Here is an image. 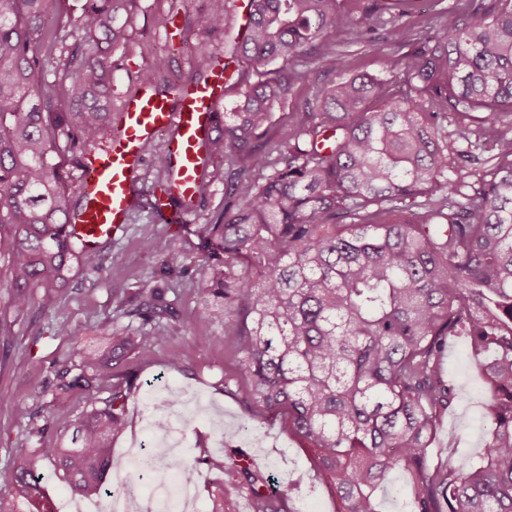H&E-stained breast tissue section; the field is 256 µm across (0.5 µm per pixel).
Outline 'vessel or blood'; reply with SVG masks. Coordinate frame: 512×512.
I'll return each instance as SVG.
<instances>
[{"mask_svg":"<svg viewBox=\"0 0 512 512\" xmlns=\"http://www.w3.org/2000/svg\"><path fill=\"white\" fill-rule=\"evenodd\" d=\"M223 100L224 68L219 63L203 81L182 88L176 99L148 93L142 86L126 95L113 116L108 147L89 156L80 170L85 204L68 219L74 239L87 245L123 234L145 165L144 147L159 137L172 166L153 208L165 223H193L199 176L207 164L203 144L215 131Z\"/></svg>","mask_w":512,"mask_h":512,"instance_id":"1","label":"vessel or blood"}]
</instances>
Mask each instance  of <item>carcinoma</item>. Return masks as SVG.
<instances>
[{
    "instance_id": "carcinoma-1",
    "label": "carcinoma",
    "mask_w": 512,
    "mask_h": 512,
    "mask_svg": "<svg viewBox=\"0 0 512 512\" xmlns=\"http://www.w3.org/2000/svg\"><path fill=\"white\" fill-rule=\"evenodd\" d=\"M137 2L84 0L75 15L68 0H0V288L9 289L0 335L37 294L65 284L71 262L98 271L115 261L71 236L70 176L56 157L61 136L84 155L112 126V49L127 43ZM207 3L210 29L246 68L206 148L228 166L223 216L197 227L210 252L196 287L216 302L201 318L237 337L243 404L256 420L288 409V433L311 451L336 512H380L379 492L399 472L404 512H512V0H467L437 29L410 24L404 10L385 20L387 0H248L235 36L228 0ZM385 26L391 46L407 49L409 93L350 75L292 113L288 138L266 147L274 106L306 76L298 63L347 70L343 52L318 53L317 43L351 31L370 43ZM58 52L67 111L44 77ZM166 69L159 58L138 82ZM477 170L490 178L466 181ZM170 291L120 289L130 323L100 351L55 361L48 405L78 395L82 410L68 440L15 449L0 512L22 502L52 512L49 466L79 495L134 490L112 481L121 465L111 443L136 389L118 365L168 345L179 321ZM456 339L482 375L488 436L475 459L435 462L440 422L462 400L442 369ZM14 412L31 436L50 428L20 404ZM176 467L195 482L225 462ZM233 469L253 490V512H286L292 484L263 494L253 464Z\"/></svg>"
}]
</instances>
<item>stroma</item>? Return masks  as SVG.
<instances>
[{
	"label": "stroma",
	"mask_w": 512,
	"mask_h": 512,
	"mask_svg": "<svg viewBox=\"0 0 512 512\" xmlns=\"http://www.w3.org/2000/svg\"><path fill=\"white\" fill-rule=\"evenodd\" d=\"M206 15V0H138L129 42L112 52L117 65L112 78L113 102H120L135 87L136 73L150 68L159 57L166 58L169 66L165 79L155 82L154 92L173 96L182 85L202 79L206 66L196 55L197 43H208L215 51L224 47L223 33L208 28ZM343 49L350 72H368L402 82L399 56L383 40L366 45L349 39ZM308 69L287 101L275 106L270 140L287 134L290 113L314 106L321 90L341 79L340 74L313 63ZM162 148L163 141L158 138L144 149L146 165L137 184L139 208L130 218L125 235L99 244L100 250L116 256V263L98 272L73 266L60 297L41 298L26 321L15 325L11 334L0 335V398L20 402L37 416L49 412L53 424L47 441L70 436L77 398L59 400L47 409L38 396L51 379L52 362L93 347L103 332L122 328L123 322L117 317L121 289L165 282L175 289L183 320L193 322L195 328L188 335L173 337L170 349H154L127 360L125 367L136 375L137 389L127 404V427L112 442L113 456L126 461L134 445H149L142 432L143 419L150 412L149 398L169 393L180 405L201 409L182 426L185 446L178 451L180 459L191 461L236 451L250 454L257 469L268 478L264 492H274L282 481L299 486V494L288 503L290 512H334V501L319 482L303 443L288 433L286 413L251 422L240 400L225 392V380L238 375L235 339L225 333L222 324L198 316L201 301L194 282L202 270L203 246L194 230L199 223H216L224 211L225 161L212 159L207 168L213 179L195 202V224H166L151 210L157 181L155 153ZM148 234L162 241L163 256L143 249L142 239ZM60 321L68 323L70 335H55L54 326ZM175 350L184 351L185 360L172 361ZM443 370L463 400L444 417L434 448L438 455L452 451L464 461L482 452L486 438L475 427L484 418V408L478 403L481 375L461 341L446 349ZM37 445L12 409L0 406V493L11 485L14 450ZM222 488L228 492L225 512H252V493L233 472L202 473L196 487L200 512H212V497Z\"/></svg>",
	"instance_id": "obj_1"
}]
</instances>
